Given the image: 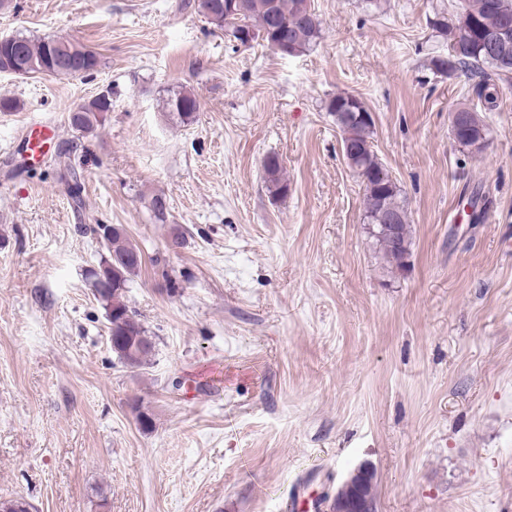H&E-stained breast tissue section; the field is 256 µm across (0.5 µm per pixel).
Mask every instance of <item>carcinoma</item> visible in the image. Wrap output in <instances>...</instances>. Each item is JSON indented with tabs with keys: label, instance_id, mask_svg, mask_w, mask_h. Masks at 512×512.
Returning a JSON list of instances; mask_svg holds the SVG:
<instances>
[{
	"label": "carcinoma",
	"instance_id": "obj_1",
	"mask_svg": "<svg viewBox=\"0 0 512 512\" xmlns=\"http://www.w3.org/2000/svg\"><path fill=\"white\" fill-rule=\"evenodd\" d=\"M224 0H197L195 9L209 24L222 29L234 40L254 32L264 34L270 43L282 32L290 43L289 55L305 53L316 44L321 34V23L312 8L311 0H246L247 12L230 19L224 16ZM429 25L448 41V55L431 58L436 73L453 77L463 73L478 79L477 97L488 111L496 106L498 89L494 79L512 78V0H457L455 10L434 13ZM22 51L21 63L27 74H44L59 78L91 73L100 66L96 52L63 37L31 39L15 36ZM82 112L79 118L69 117L72 129L92 134L104 126L107 113L112 110L109 94H99L76 105ZM169 111L178 115L182 123L196 120L199 102L190 90H181L167 100ZM326 109L331 115L341 112L347 116L339 125L342 132L344 157L354 160L348 166L358 175L364 187L363 224L374 240L387 267L405 270L411 256V225L401 199L400 190L390 171L379 161L373 149L374 122L363 119L367 111L356 96L339 93L331 97ZM464 120L459 127H450L454 142L461 148L481 150L489 140L490 128L480 111L470 107L458 108ZM265 182L275 197L288 195V179L281 160L269 155L263 163ZM389 205L402 214L396 237L384 233L382 205ZM107 256L97 268L87 271L94 297L112 324L110 346L118 361L126 367L145 366L155 351V337L130 310L126 301L130 277L141 268V250L128 238L124 228L111 236L101 235Z\"/></svg>",
	"mask_w": 512,
	"mask_h": 512
}]
</instances>
